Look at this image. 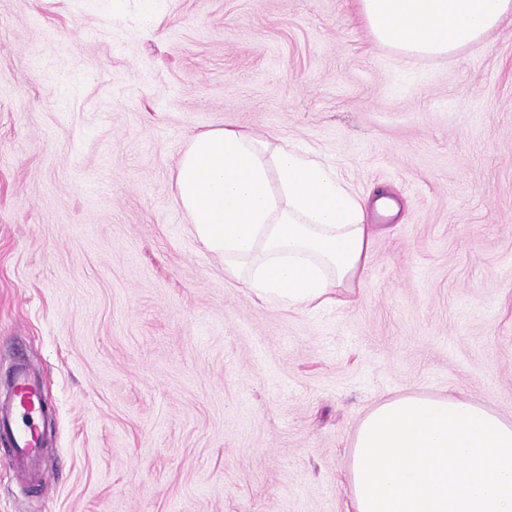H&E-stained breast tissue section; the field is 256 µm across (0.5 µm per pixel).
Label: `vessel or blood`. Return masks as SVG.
Returning <instances> with one entry per match:
<instances>
[{
	"instance_id": "vessel-or-blood-1",
	"label": "vessel or blood",
	"mask_w": 512,
	"mask_h": 512,
	"mask_svg": "<svg viewBox=\"0 0 512 512\" xmlns=\"http://www.w3.org/2000/svg\"><path fill=\"white\" fill-rule=\"evenodd\" d=\"M13 386L15 401L0 405V435L10 445L14 479L27 483L36 475L35 464L41 454L39 420L44 416V387L21 364L13 372Z\"/></svg>"
}]
</instances>
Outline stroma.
Masks as SVG:
<instances>
[{"mask_svg":"<svg viewBox=\"0 0 512 512\" xmlns=\"http://www.w3.org/2000/svg\"><path fill=\"white\" fill-rule=\"evenodd\" d=\"M249 132L392 195L346 305L252 297L177 198L195 134ZM54 416L0 512H347L372 407L512 419V19L452 58L353 0H0V377Z\"/></svg>","mask_w":512,"mask_h":512,"instance_id":"obj_1","label":"stroma"}]
</instances>
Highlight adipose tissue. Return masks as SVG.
<instances>
[{
	"instance_id": "1",
	"label": "adipose tissue",
	"mask_w": 512,
	"mask_h": 512,
	"mask_svg": "<svg viewBox=\"0 0 512 512\" xmlns=\"http://www.w3.org/2000/svg\"><path fill=\"white\" fill-rule=\"evenodd\" d=\"M377 44L446 57L481 42L512 0H355ZM200 246L262 302L321 308L363 282L381 225L319 160L228 128L192 137L176 168ZM349 446L348 512H512V422L465 397L380 403Z\"/></svg>"
}]
</instances>
